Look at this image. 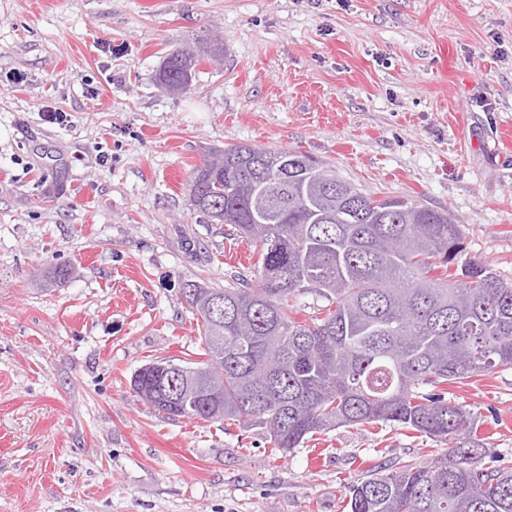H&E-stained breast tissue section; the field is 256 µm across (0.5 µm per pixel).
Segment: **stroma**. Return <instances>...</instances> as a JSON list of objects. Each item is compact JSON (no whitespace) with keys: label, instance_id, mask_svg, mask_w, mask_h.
<instances>
[{"label":"stroma","instance_id":"35a3bbf8","mask_svg":"<svg viewBox=\"0 0 512 512\" xmlns=\"http://www.w3.org/2000/svg\"><path fill=\"white\" fill-rule=\"evenodd\" d=\"M213 32L222 63L167 94L168 51ZM509 125L512 0H0V512H347L351 484L428 461L441 443L382 423L276 455L261 430L157 415L131 380L203 361L183 285L259 258L189 206L209 150L302 151L423 198L512 282ZM60 265L76 277L47 284ZM447 399L482 466L512 467V367Z\"/></svg>","mask_w":512,"mask_h":512}]
</instances>
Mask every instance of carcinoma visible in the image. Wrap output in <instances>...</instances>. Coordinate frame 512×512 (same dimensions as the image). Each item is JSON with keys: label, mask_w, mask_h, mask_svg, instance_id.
<instances>
[{"label": "carcinoma", "mask_w": 512, "mask_h": 512, "mask_svg": "<svg viewBox=\"0 0 512 512\" xmlns=\"http://www.w3.org/2000/svg\"><path fill=\"white\" fill-rule=\"evenodd\" d=\"M204 58H165L158 84L187 93ZM270 156L301 185L322 169L302 152L235 144L220 164L192 171L193 210L254 242L259 259L253 287L184 284L207 356L184 375L209 371L216 386L183 400L176 415L259 428L282 455L331 428L397 423L448 450L368 475L350 487L348 512H512V468L477 466L486 448L475 418L437 392L512 367V283L482 262L459 263L464 234L448 211L401 196L343 210L341 178L308 208L291 186L288 199L270 200L275 243L266 242L251 223L261 201L249 197V169ZM455 264L460 271H450ZM308 292L326 305L301 319L289 300ZM207 298L224 301V319L200 314ZM132 383L164 412L141 371Z\"/></svg>", "instance_id": "carcinoma-1"}]
</instances>
